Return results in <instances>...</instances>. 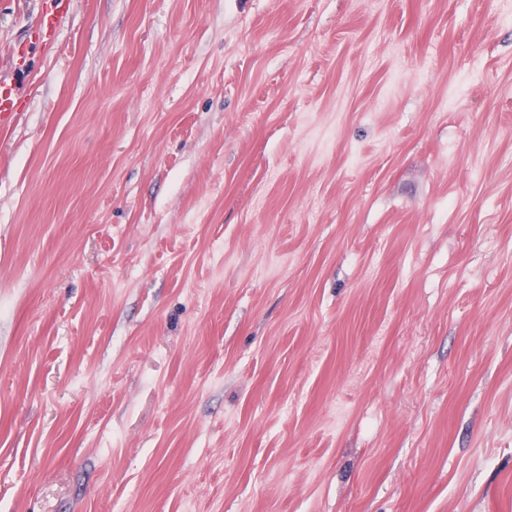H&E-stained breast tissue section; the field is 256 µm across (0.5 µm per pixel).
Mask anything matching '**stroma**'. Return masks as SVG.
I'll list each match as a JSON object with an SVG mask.
<instances>
[{"label": "stroma", "instance_id": "1", "mask_svg": "<svg viewBox=\"0 0 512 512\" xmlns=\"http://www.w3.org/2000/svg\"><path fill=\"white\" fill-rule=\"evenodd\" d=\"M0 0V512H512V0ZM66 0H43V7L39 22L33 26L26 39L13 49L15 65L24 69L28 63L29 48L31 45H50L55 34L66 16ZM19 111V97L15 87L0 81V126L10 125Z\"/></svg>", "mask_w": 512, "mask_h": 512}]
</instances>
